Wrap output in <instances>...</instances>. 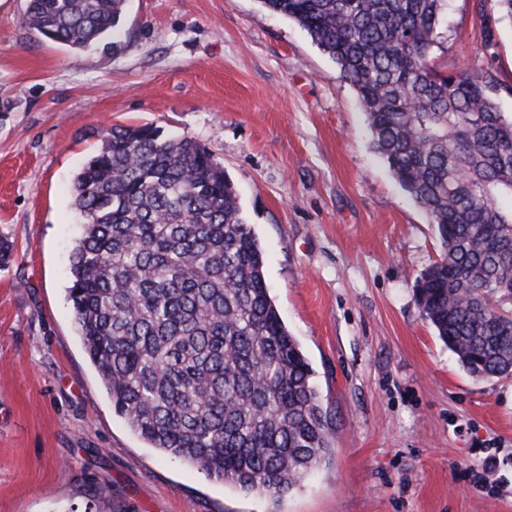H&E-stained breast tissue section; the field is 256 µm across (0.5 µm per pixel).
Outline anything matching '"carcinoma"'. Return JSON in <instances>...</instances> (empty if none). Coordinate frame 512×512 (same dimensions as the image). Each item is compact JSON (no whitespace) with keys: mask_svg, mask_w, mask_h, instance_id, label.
<instances>
[{"mask_svg":"<svg viewBox=\"0 0 512 512\" xmlns=\"http://www.w3.org/2000/svg\"><path fill=\"white\" fill-rule=\"evenodd\" d=\"M127 0H27L23 23L76 51L118 48ZM357 91L372 148L426 211L440 260L422 316L475 378L512 375V116L469 66L431 65L448 0H263ZM74 321L116 414L149 447L280 497L330 454L314 370L270 295L234 184L194 139L113 126L77 174Z\"/></svg>","mask_w":512,"mask_h":512,"instance_id":"cac0c4a2","label":"carcinoma"}]
</instances>
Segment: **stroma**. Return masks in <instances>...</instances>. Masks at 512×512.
Listing matches in <instances>:
<instances>
[{
    "mask_svg": "<svg viewBox=\"0 0 512 512\" xmlns=\"http://www.w3.org/2000/svg\"><path fill=\"white\" fill-rule=\"evenodd\" d=\"M0 0V512H512V376L477 379L415 302L440 246L371 147L359 97L261 0H129L116 51L74 52ZM442 70L466 64L512 114V25L449 0ZM153 123L223 164L266 281L336 428L282 498L160 454L112 407L76 334L72 187L103 130ZM496 456L478 491L465 481Z\"/></svg>",
    "mask_w": 512,
    "mask_h": 512,
    "instance_id": "35a3bbf8",
    "label": "stroma"
}]
</instances>
